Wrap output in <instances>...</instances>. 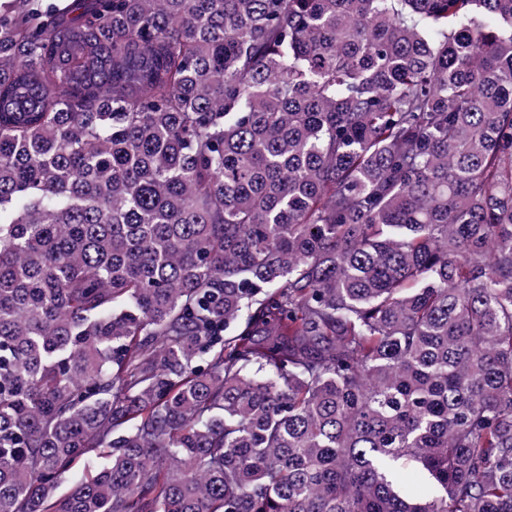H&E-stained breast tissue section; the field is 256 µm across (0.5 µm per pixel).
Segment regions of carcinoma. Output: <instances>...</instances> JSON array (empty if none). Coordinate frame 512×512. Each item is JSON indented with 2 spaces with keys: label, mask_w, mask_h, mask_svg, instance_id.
<instances>
[{
  "label": "carcinoma",
  "mask_w": 512,
  "mask_h": 512,
  "mask_svg": "<svg viewBox=\"0 0 512 512\" xmlns=\"http://www.w3.org/2000/svg\"><path fill=\"white\" fill-rule=\"evenodd\" d=\"M0 512H512V0H0Z\"/></svg>",
  "instance_id": "1"
}]
</instances>
